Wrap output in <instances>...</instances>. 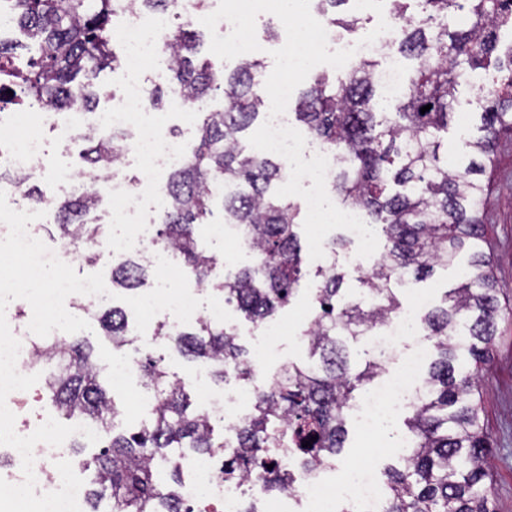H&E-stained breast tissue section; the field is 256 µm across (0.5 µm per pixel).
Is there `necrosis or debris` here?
I'll return each mask as SVG.
<instances>
[{"label": "necrosis or debris", "instance_id": "1", "mask_svg": "<svg viewBox=\"0 0 512 512\" xmlns=\"http://www.w3.org/2000/svg\"><path fill=\"white\" fill-rule=\"evenodd\" d=\"M390 29L373 44L355 47L352 39L342 35L334 24H326L330 50L354 48V61L379 55L387 56L386 67L375 74V82L382 99L391 101L405 88L406 74L391 49L393 32L400 22L389 18ZM168 27L157 16L143 12L126 14L117 32L124 47L121 62L123 88L119 96L110 98L107 105L87 108L75 102L63 108H42L36 111L0 105V140L9 145L6 165L13 172L10 180H0V190L9 204H17L21 195L20 179L36 177L47 179L48 195L58 198L80 196L90 185H97L100 199L111 206L114 230L102 245L113 255H134L148 264H155L157 256L180 263L179 253L172 248L158 249L153 245L155 225L141 213L142 203L158 209L163 196L161 185L144 190L135 189L126 175L130 165L153 174L171 171L184 158L182 142L162 133L156 108L146 97L143 71L148 62L164 69V51ZM113 127L129 131L130 139L120 160L103 177L75 172L59 167L51 153L46 132H55L62 146H70L74 132H96ZM428 306L425 296L414 295L411 303L376 324L366 332L372 350L393 365V373L375 383L349 408L359 427L372 434L383 424L414 406L421 392V370L430 353L427 340L414 336L413 325ZM11 318L17 319L21 349L17 359L19 373L28 375L37 370L35 346L38 336L28 324L32 317L30 305L14 300ZM253 389L240 383L223 395L207 396L203 412L208 419L223 420L226 433L222 451L209 458L190 464L189 475L181 491L185 499L208 503L211 512H242L246 495L256 493L257 482H242L224 478L222 470L234 449L235 425L248 417L253 408ZM351 503L354 512H381V491L365 469H348L341 476L326 474L324 467L297 468L293 471L291 491L279 495L269 512H335L337 502Z\"/></svg>", "mask_w": 512, "mask_h": 512}]
</instances>
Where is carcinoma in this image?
<instances>
[{"mask_svg": "<svg viewBox=\"0 0 512 512\" xmlns=\"http://www.w3.org/2000/svg\"><path fill=\"white\" fill-rule=\"evenodd\" d=\"M349 0H310L332 24L354 21L336 13ZM423 16L399 28L394 46L416 60L402 98L387 105L376 98L375 62L356 64L346 81L333 86L322 73L303 93L296 119L309 135L334 149L339 166L331 191L342 205L363 209L371 227L385 240L381 262L362 281L359 297L342 299L345 272L334 264L319 269L314 290V323L305 330L311 362H290L257 386L251 414L237 428L233 458L224 475L258 477L265 495L291 489L285 468L266 467L268 456L282 447V425L290 428L291 455L306 465L336 459L345 440V417L354 393L385 370L372 357L355 367L347 340L399 311L396 278L419 279L436 267H448L459 254L469 255L457 287L419 318L423 335L433 341L434 358L423 377V395L406 420L411 448L399 465L386 471L382 512H493L483 455L487 447L477 395L484 365L491 360L500 305L494 254L480 204L490 183L476 176L495 164L498 138L512 129V52L499 68L495 91L483 98V135L461 144L453 166L441 155L439 133L448 130L456 88L465 68L491 62L499 33L512 29V0H420ZM467 10L466 27L448 30V15ZM6 14L23 30L35 54L23 62L12 46L0 43V95L16 90L19 104L63 107L80 97L96 103L98 74L120 64L111 22L119 16L116 0H7ZM200 34L183 21L170 34L166 64L175 85L191 102L202 103L214 91L224 94V109L202 112L197 138L184 163L173 170L165 188L155 244L180 252L198 281L212 287L243 319L269 322L300 292L304 259L296 232L298 206L275 194L283 165L273 156L242 147V137L264 112L254 91L263 65L251 57L229 74L208 61L194 63ZM431 109L420 113L426 105ZM127 135L118 130L83 136L80 157L88 170L104 173L121 155ZM221 202L226 224L244 225L258 257L224 277L214 276L216 258L198 248L195 228L214 216ZM99 203L92 190L78 198L49 201L58 235L89 242L100 227L84 216ZM147 269L123 259L112 266V287L132 292L147 284ZM91 332L107 337L122 352L136 341L124 308L114 306L90 319ZM167 336L183 356L203 363L212 378L224 382L226 371L249 380L254 376L237 333L200 319ZM68 360L66 371L50 370L45 390L59 416L85 418L101 433L99 451L86 460L92 474L90 512H204L181 494L175 448L210 456L224 443L212 441V425L202 413L189 411L186 383L169 373L161 359L138 358L146 386L156 400L150 420L136 430H116L120 415L111 385L100 378L92 345L85 338L36 349V360ZM316 440H311L312 436ZM312 441L309 447L302 446ZM171 483L160 484V467Z\"/></svg>", "mask_w": 512, "mask_h": 512, "instance_id": "obj_1", "label": "carcinoma"}]
</instances>
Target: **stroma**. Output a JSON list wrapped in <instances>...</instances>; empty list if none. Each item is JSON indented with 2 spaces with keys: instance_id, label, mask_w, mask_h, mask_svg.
Wrapping results in <instances>:
<instances>
[{
  "instance_id": "stroma-1",
  "label": "stroma",
  "mask_w": 512,
  "mask_h": 512,
  "mask_svg": "<svg viewBox=\"0 0 512 512\" xmlns=\"http://www.w3.org/2000/svg\"><path fill=\"white\" fill-rule=\"evenodd\" d=\"M494 76L495 71L491 68L473 70L468 81L458 86L448 131L440 136L441 141L447 143L449 152L458 150L461 136L476 134L481 124L480 90ZM488 178L491 189L484 208L489 225L488 238L497 258L495 275L503 314L498 322L493 358L482 376L480 405L488 435L485 458L492 475L488 496L494 512H512V136H501L497 167ZM317 283L314 275H307L298 296L277 313V320L287 322L292 333L272 340L275 354L270 361L271 367L287 361H308L306 346L299 342L297 334L307 325L303 314L311 307V292ZM136 347L139 353L162 358L170 373L191 380L188 389L191 409L200 411L201 392L214 385L213 379L202 373L200 363L183 357L163 336L141 335ZM377 441V447L367 446L356 421L348 420L345 447L336 459L337 468L367 464L375 482H383V471L394 464L395 458L389 450L386 433H378Z\"/></svg>"
}]
</instances>
